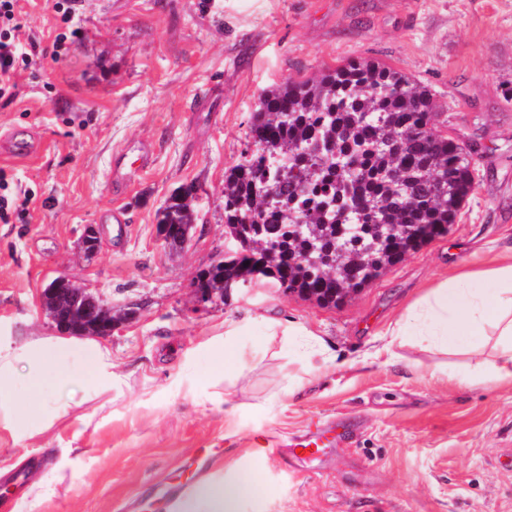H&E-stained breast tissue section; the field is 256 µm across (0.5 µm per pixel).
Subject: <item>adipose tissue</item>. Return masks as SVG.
<instances>
[{"label": "adipose tissue", "mask_w": 512, "mask_h": 512, "mask_svg": "<svg viewBox=\"0 0 512 512\" xmlns=\"http://www.w3.org/2000/svg\"><path fill=\"white\" fill-rule=\"evenodd\" d=\"M484 276L496 282L493 293L472 288L474 272L458 275L426 287L385 333L392 341L411 343L426 350L477 356L476 374L460 376L463 384L474 381L512 385V248L483 258ZM268 344L287 345L305 361L309 372L332 365V355L322 340L305 325L264 318ZM249 322L224 326V380L233 382L248 367L251 357L238 339ZM252 469L236 467L216 479H204L180 496L175 512H242L245 501L261 502Z\"/></svg>", "instance_id": "obj_1"}]
</instances>
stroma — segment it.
Segmentation results:
<instances>
[{"instance_id":"35a3bbf8","label":"stroma","mask_w":512,"mask_h":512,"mask_svg":"<svg viewBox=\"0 0 512 512\" xmlns=\"http://www.w3.org/2000/svg\"><path fill=\"white\" fill-rule=\"evenodd\" d=\"M21 41L64 36L0 101V195L33 204L0 223V346L17 373L0 391V473L19 457L42 466L16 489L0 484V512H165L169 484L192 481L195 451L210 449L221 476L255 466L269 494L244 512H512V385L460 388L449 379L468 358L405 345L371 362L383 332L420 289L512 246V0H20ZM371 59L430 89L435 129L473 146V190L446 235L389 267L344 303L323 307L270 278L198 302L193 284L236 243L224 225V176L252 147L248 121L263 90L322 67ZM150 148L114 173L124 146ZM198 218L184 249L164 247L157 212L185 186ZM120 221H113V212ZM99 232L95 257L79 239ZM68 275L133 318L97 343L107 370L91 381L82 351L50 370L29 415L24 373L36 342L58 332L42 310L45 288ZM304 324L339 366L308 375L265 351L257 317ZM251 321L241 345L254 360L236 385L210 373L225 322ZM302 392L284 394L289 377ZM353 438L320 459L288 448L322 425Z\"/></svg>"}]
</instances>
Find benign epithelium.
Returning <instances> with one entry per match:
<instances>
[{"label": "benign epithelium", "instance_id": "obj_1", "mask_svg": "<svg viewBox=\"0 0 512 512\" xmlns=\"http://www.w3.org/2000/svg\"><path fill=\"white\" fill-rule=\"evenodd\" d=\"M192 224H175L165 228L161 240L168 247H185L192 237ZM99 247V235L95 227H85L81 237V248L87 254H93ZM270 275V268L259 262L253 269L239 276L223 278V293H230L239 284H246L258 276ZM70 278L62 274L54 279L44 290L43 296L52 299V308L45 313L64 333H76L88 336L108 335L116 329L118 320L112 316V302L101 294H95L87 288L74 290L69 287Z\"/></svg>", "mask_w": 512, "mask_h": 512}]
</instances>
